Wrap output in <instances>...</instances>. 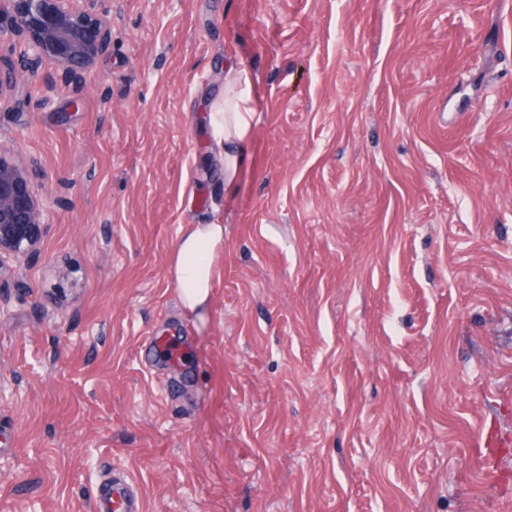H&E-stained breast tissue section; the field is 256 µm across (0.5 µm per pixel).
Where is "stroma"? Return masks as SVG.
<instances>
[{"label":"stroma","instance_id":"1","mask_svg":"<svg viewBox=\"0 0 512 512\" xmlns=\"http://www.w3.org/2000/svg\"><path fill=\"white\" fill-rule=\"evenodd\" d=\"M112 43L0 87L50 215L0 289V512H512V0H95ZM255 80L224 190L208 121ZM224 226L210 301L169 280ZM180 338L177 364L146 357ZM224 246L221 224H185L170 256L168 275L177 289L182 306L200 312L208 304L214 257ZM93 512H142V502L130 477L125 472L114 473L101 481L93 491Z\"/></svg>","mask_w":512,"mask_h":512}]
</instances>
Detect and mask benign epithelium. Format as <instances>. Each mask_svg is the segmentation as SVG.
<instances>
[{
	"mask_svg": "<svg viewBox=\"0 0 512 512\" xmlns=\"http://www.w3.org/2000/svg\"><path fill=\"white\" fill-rule=\"evenodd\" d=\"M92 0H0V37L8 34L24 44L17 66L0 67V85L38 75L51 59L75 73L91 64L110 45L111 35L87 4ZM38 169L27 172L0 150V288L4 259L10 277L19 282L18 264L39 258L38 243L48 224L47 210L35 189Z\"/></svg>",
	"mask_w": 512,
	"mask_h": 512,
	"instance_id": "1",
	"label": "benign epithelium"
}]
</instances>
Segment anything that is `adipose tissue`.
Instances as JSON below:
<instances>
[{"mask_svg":"<svg viewBox=\"0 0 512 512\" xmlns=\"http://www.w3.org/2000/svg\"><path fill=\"white\" fill-rule=\"evenodd\" d=\"M254 82L247 68H224V109L210 115L215 138L224 144V187L233 190L246 160L247 143L255 108ZM224 244L220 224H187L181 227L170 256L168 275L183 307L192 312L206 308L211 291L214 257Z\"/></svg>","mask_w":512,"mask_h":512,"instance_id":"adipose-tissue-1","label":"adipose tissue"}]
</instances>
